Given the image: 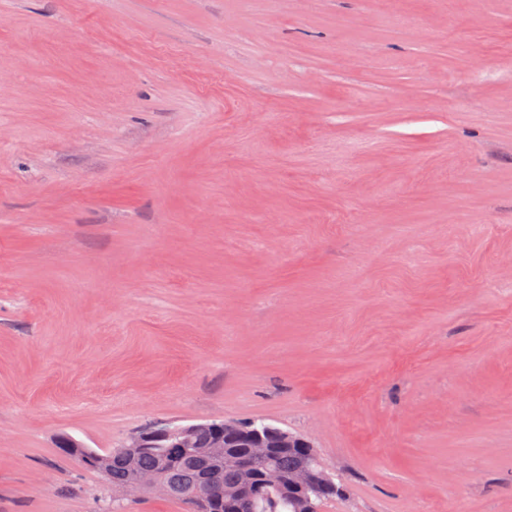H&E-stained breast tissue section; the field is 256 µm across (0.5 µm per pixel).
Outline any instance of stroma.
I'll return each instance as SVG.
<instances>
[{
	"instance_id": "1",
	"label": "stroma",
	"mask_w": 512,
	"mask_h": 512,
	"mask_svg": "<svg viewBox=\"0 0 512 512\" xmlns=\"http://www.w3.org/2000/svg\"><path fill=\"white\" fill-rule=\"evenodd\" d=\"M512 0H0V512L168 422L321 512H512ZM60 446L63 447L62 450L64 452H67L71 455L79 457L80 460L83 463H85L86 465L97 468V469L105 472V470L107 468V458L104 455L89 452V451H93V452H96V451H94L91 448H87L89 450L88 451L87 449H85V447H83L75 442L69 441V440H62L60 442Z\"/></svg>"
}]
</instances>
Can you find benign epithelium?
<instances>
[{
	"label": "benign epithelium",
	"mask_w": 512,
	"mask_h": 512,
	"mask_svg": "<svg viewBox=\"0 0 512 512\" xmlns=\"http://www.w3.org/2000/svg\"><path fill=\"white\" fill-rule=\"evenodd\" d=\"M213 447L224 449V461L232 463L239 471L240 487L220 490L215 488L213 470L202 474L197 487L185 493V498L197 501L201 507L217 501L229 502L243 491L261 497L269 491H285L296 504V512H312L311 494L323 486L324 472L314 467V448L306 438L287 430L271 427L263 422L242 424L229 420H217L212 424ZM191 427L176 426L159 431L146 428L132 436L126 447L129 454L140 448H150L159 440L172 441L174 448H186ZM244 442L245 451L236 449L235 443ZM63 451L77 456L88 466L101 471L107 468V458L102 454L92 453L85 447L69 441L60 442ZM279 448H295L304 455V462L290 475L283 476L272 465V459ZM132 488L143 495H170L171 487L157 471L136 473Z\"/></svg>",
	"instance_id": "benign-epithelium-1"
}]
</instances>
